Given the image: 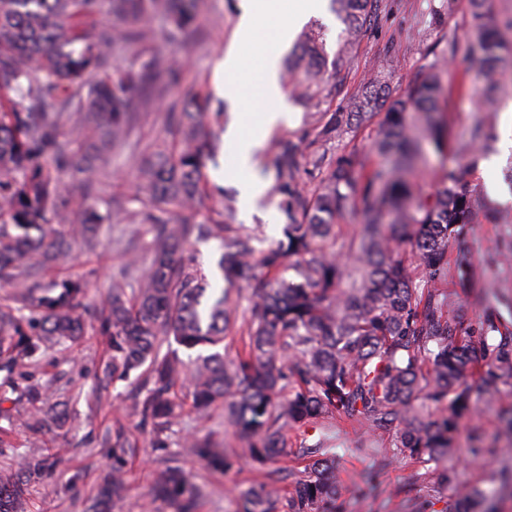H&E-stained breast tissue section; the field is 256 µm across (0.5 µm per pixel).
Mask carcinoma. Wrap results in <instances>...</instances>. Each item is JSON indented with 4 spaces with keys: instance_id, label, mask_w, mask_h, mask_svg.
Returning a JSON list of instances; mask_svg holds the SVG:
<instances>
[{
    "instance_id": "obj_1",
    "label": "carcinoma",
    "mask_w": 512,
    "mask_h": 512,
    "mask_svg": "<svg viewBox=\"0 0 512 512\" xmlns=\"http://www.w3.org/2000/svg\"><path fill=\"white\" fill-rule=\"evenodd\" d=\"M376 2L330 0L341 25L335 56L328 57L320 32L308 31L288 59L289 93L312 122L305 147L284 140L275 157L287 218L283 239L257 250L253 230L226 223L235 212L228 194L208 222L178 219L202 203L205 170L217 157L211 103L196 94L181 111L168 113L177 143L142 166L153 209L146 216L152 224L148 271L131 288L112 283L87 319L80 313L84 279L37 280L69 247V234L57 228L70 222L60 173L76 169L88 190L100 180L103 171L90 156L126 144L136 117L133 95L166 63L151 58L137 74L104 70L115 53L146 40L145 21L155 15L182 37L192 36L200 0H0V280L15 288L13 304L0 307V373L11 390L27 396L32 434L69 420L67 401L29 384L39 355L56 346L74 351L93 334L107 342L102 380L125 382L146 368V396L133 408L157 431L168 429L183 408L176 388L185 383L193 410L224 404V419L245 441L253 464L265 468L289 453L305 462L303 475L286 488L274 469L238 490L235 512H338V453L330 430L323 426L314 442L308 439L309 427L333 420L365 429L382 462L417 460L435 483L454 491L452 512H492L480 489L456 486L448 457L460 420L512 389V324L496 341L489 333L499 330V312L471 322L459 291L470 287L475 264L451 243L471 224L498 223L497 212L454 167L432 196L421 195L411 176L423 143L444 154L439 112L454 95L478 96L485 112L512 95V38L502 35L512 33V10L500 14L488 0H470L476 36L465 44L451 38L446 50L467 61L462 73L445 80L444 69L434 66L381 112L388 83L378 70L346 105L326 112L327 71L334 78L347 65ZM104 11L110 21L99 28ZM376 113L371 153L345 148L330 160L320 151ZM494 142L478 119L458 147L473 167L494 151ZM306 156V174L317 180L310 196L299 187ZM352 211L364 229L347 249L355 263L345 264L322 242L336 219ZM103 221L89 210L72 230L91 248ZM210 239L221 249L213 280L185 257L186 244ZM404 245L422 267L419 278L401 253ZM226 280L250 285L248 341L232 361L224 359V339L238 322V300ZM174 343L195 355L184 360L172 348L160 354ZM431 408L439 415L426 417ZM103 442L112 448V471L90 512H114L138 447L119 420ZM189 448L215 470L237 465L209 437L191 438ZM49 467L47 458L27 456L0 469V512H24L30 485ZM152 495L168 512H193L201 488L176 465L153 480Z\"/></svg>"
}]
</instances>
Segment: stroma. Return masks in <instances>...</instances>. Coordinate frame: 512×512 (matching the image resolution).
<instances>
[{"label": "stroma", "instance_id": "obj_1", "mask_svg": "<svg viewBox=\"0 0 512 512\" xmlns=\"http://www.w3.org/2000/svg\"><path fill=\"white\" fill-rule=\"evenodd\" d=\"M239 11V0H205L202 31L184 42L171 38L163 16H154L149 27L153 35L147 41L113 57L114 67L139 71L143 60L156 56L176 59L181 64L177 80L160 73L154 84L157 93L137 102L139 120L126 149L110 160L107 175L93 193H85L76 176L63 175L65 198L71 214L94 206L101 213L112 210L114 200L124 201L131 210L142 208L145 194L141 188L138 163L149 150L161 148L171 135L165 114L173 103L201 90L215 99H223L214 79V61L221 50L230 48ZM467 42L474 38L468 0H378L366 35L347 70L337 75L340 90L336 102L360 92L368 73L382 67L390 87L391 99L402 97L412 82L435 61L449 37ZM283 104L293 120L275 130L262 156L259 171L270 176L278 145L285 139H298L309 127L306 109L291 96ZM512 110V97L505 99L499 111L481 113L476 98H454L446 112L448 141L456 143L459 134L476 118L482 117L493 129L497 152L480 160L476 168H463L469 181L481 184L488 195L503 204L512 202V190L503 181L508 154L504 142L512 131L503 122V114ZM101 246L87 252L82 240H75L71 253L60 261L58 273L85 278L89 290L87 307H94L109 292L113 277L128 264L130 254L148 256L151 235L147 225L107 221L99 228ZM512 244V223L476 224L457 241L459 249L481 258ZM512 299V264L477 266L473 289L462 294L472 321H480L487 305L497 296ZM104 350L102 337H91L81 350L53 352L42 358L33 382L51 383L55 393L71 401L72 419L66 428L32 435L24 421L30 404L25 397L0 387V467L28 455L60 453V463L39 482L32 484L28 512H87L100 480L112 466L111 449L101 447V437L114 419L134 428L140 440L139 457L131 470L128 491L115 512H166L154 501L151 483L155 475L171 462L185 468L202 494L194 512H234L238 488L247 487L258 474L244 456V444L224 422L220 406L198 413L187 412L177 418L164 433H156L132 413L133 399L142 397L138 382H119L98 389L95 372ZM512 396L491 404L476 420H463L452 456L458 484L486 492L496 512H512V481L501 482L500 473L512 471ZM213 436L218 447L238 456L239 464L227 472L211 470L185 446L191 436ZM361 437L351 427L339 429L336 460L337 504L341 512H408L410 503L425 504L427 512H444L448 491L427 477L415 460L398 458L379 466L371 451L359 449Z\"/></svg>", "mask_w": 512, "mask_h": 512}]
</instances>
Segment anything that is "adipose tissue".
I'll list each match as a JSON object with an SVG mask.
<instances>
[{
	"label": "adipose tissue",
	"instance_id": "ef3b65f1",
	"mask_svg": "<svg viewBox=\"0 0 512 512\" xmlns=\"http://www.w3.org/2000/svg\"><path fill=\"white\" fill-rule=\"evenodd\" d=\"M326 7L327 0H300L293 10L287 0H243L234 44L216 62L215 72L224 79L225 93L236 108L224 138L234 147L233 174L245 212L255 211L269 192V181L256 174L258 158L271 133L290 120L277 79L280 52L299 24L324 13ZM267 25L273 28L276 49L272 52L255 38L256 30ZM250 60L262 72L259 82L248 80L246 63Z\"/></svg>",
	"mask_w": 512,
	"mask_h": 512
}]
</instances>
